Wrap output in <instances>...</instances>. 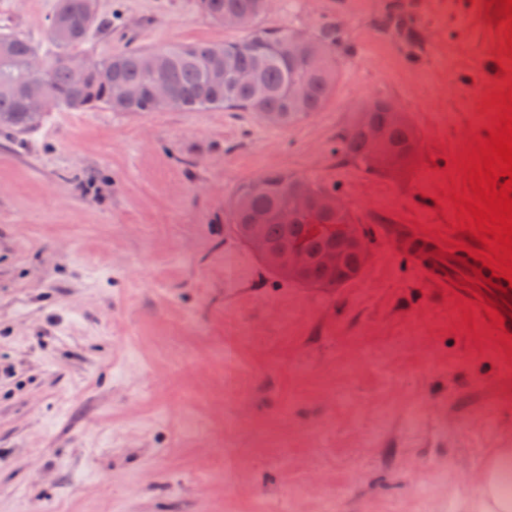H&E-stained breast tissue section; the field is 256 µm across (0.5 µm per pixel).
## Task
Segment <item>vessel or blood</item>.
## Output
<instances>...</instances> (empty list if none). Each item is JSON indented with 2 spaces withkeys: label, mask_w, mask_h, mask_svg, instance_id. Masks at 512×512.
<instances>
[{
  "label": "vessel or blood",
  "mask_w": 512,
  "mask_h": 512,
  "mask_svg": "<svg viewBox=\"0 0 512 512\" xmlns=\"http://www.w3.org/2000/svg\"><path fill=\"white\" fill-rule=\"evenodd\" d=\"M389 242L395 250L409 252L415 265L432 283L458 293L460 303L475 306L480 299L489 298L497 302L500 314H512V290L501 292L486 283L477 290H461V280L471 274L472 269L461 263L459 252L450 251L445 237L403 225L390 236Z\"/></svg>",
  "instance_id": "obj_1"
}]
</instances>
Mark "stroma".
<instances>
[{
	"label": "stroma",
	"mask_w": 512,
	"mask_h": 512,
	"mask_svg": "<svg viewBox=\"0 0 512 512\" xmlns=\"http://www.w3.org/2000/svg\"><path fill=\"white\" fill-rule=\"evenodd\" d=\"M55 0H0V28L46 43ZM418 59L376 29L385 0H273L264 23H340L339 79L285 127L216 108L46 113L0 136V512H463L512 448V356L489 320L427 287L408 255L341 288L279 281L228 227L242 182H334L362 227L452 226L450 159L512 86L485 0H413ZM77 54L224 42L196 0H100ZM504 76H497V69ZM390 98L419 135L402 175L334 152ZM198 428L184 432L186 416Z\"/></svg>",
	"instance_id": "stroma-1"
}]
</instances>
